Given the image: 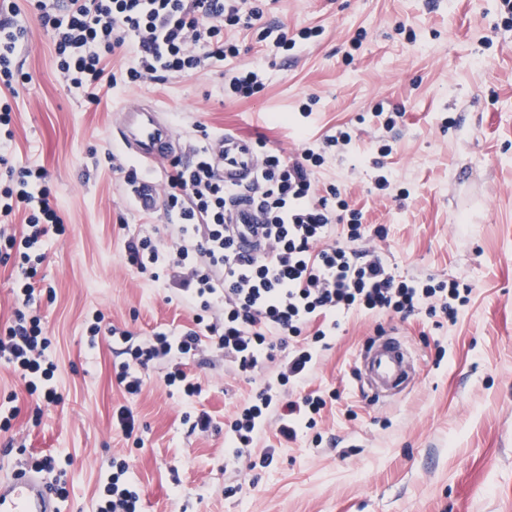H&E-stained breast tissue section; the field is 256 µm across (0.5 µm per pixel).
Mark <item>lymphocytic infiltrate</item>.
<instances>
[{
    "mask_svg": "<svg viewBox=\"0 0 512 512\" xmlns=\"http://www.w3.org/2000/svg\"><path fill=\"white\" fill-rule=\"evenodd\" d=\"M27 2L52 33L60 81L89 94L104 84H144L168 75H190L236 58L238 44L224 37L229 28L252 31L259 43L286 51L317 35L311 28L292 34L265 21V0ZM16 13L13 0H0V127L12 122L7 94L18 81L14 55L26 36L25 28L13 20ZM120 53L131 55L132 65L117 74L108 72V59ZM351 143V134L340 129L325 136L322 150L308 146L296 158L260 148L252 193L265 217L261 231L266 249L255 256L238 251L226 228L224 211L242 190L224 181L207 145L194 148L189 159L170 162L164 218L172 228L171 243L164 246L142 234L127 239L126 251L139 274L178 285L181 301L196 312L195 326L156 330L137 341L127 330L103 327L102 316H95L88 345L96 347L102 337L121 345L124 359L113 370L128 398L143 389L142 369L194 358L207 339L245 374L265 362H277L273 382L229 423L232 453L240 459L267 425H276L288 441L296 439L302 427L315 425L324 399L308 394L293 400L286 392L310 378L320 349L340 326L341 314L356 310L404 319L425 314L456 322L469 302V287L397 275L380 251L365 245L368 239L386 238L385 225L365 223L362 212L350 208L336 186L318 191L315 173L324 163L323 149L344 150ZM20 212L25 215L24 230L7 231V223ZM62 232V220L50 204L46 170L9 168L0 186V245L14 253L20 276L14 318L0 327V361L47 404L56 403L59 393L49 358L51 341L38 310L36 277L47 240ZM337 232L343 243L334 240ZM306 330L310 339L289 347V339ZM111 467L98 512H138L140 496L126 478L125 460H113Z\"/></svg>",
    "mask_w": 512,
    "mask_h": 512,
    "instance_id": "f902f5d3",
    "label": "lymphocytic infiltrate"
}]
</instances>
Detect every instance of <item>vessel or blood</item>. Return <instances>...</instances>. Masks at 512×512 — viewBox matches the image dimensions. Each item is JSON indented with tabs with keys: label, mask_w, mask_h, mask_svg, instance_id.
Here are the masks:
<instances>
[{
	"label": "vessel or blood",
	"mask_w": 512,
	"mask_h": 512,
	"mask_svg": "<svg viewBox=\"0 0 512 512\" xmlns=\"http://www.w3.org/2000/svg\"><path fill=\"white\" fill-rule=\"evenodd\" d=\"M116 137L133 159L155 164L171 160L183 152L174 127L161 116L157 104L136 102L123 107L117 122ZM211 153L225 182L250 185L256 178L260 160L249 141L224 135L211 144ZM227 223L233 224L237 243L244 253H261L262 245L248 227L263 223L261 211L249 200L229 206ZM415 358L395 330L384 332L382 340L369 345L360 355L359 376L365 380L375 399L391 396L401 387L414 367ZM59 498L37 469H22L0 480V512H59Z\"/></svg>",
	"instance_id": "vessel-or-blood-1"
}]
</instances>
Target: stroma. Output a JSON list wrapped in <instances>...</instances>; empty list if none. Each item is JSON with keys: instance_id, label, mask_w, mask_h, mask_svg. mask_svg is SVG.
I'll list each match as a JSON object with an SVG mask.
<instances>
[{"instance_id": "obj_1", "label": "stroma", "mask_w": 512, "mask_h": 512, "mask_svg": "<svg viewBox=\"0 0 512 512\" xmlns=\"http://www.w3.org/2000/svg\"><path fill=\"white\" fill-rule=\"evenodd\" d=\"M14 2L26 29L16 60L27 78L10 100L13 138L0 142V153L15 167L47 170L65 228L45 247L40 274L53 294L39 301L62 400L39 401L0 363V407L18 411L0 430V466L55 457L52 475L67 490L63 512H96L116 456L140 489L139 512H512V26L502 0H273L268 19L319 35L282 53L239 31L237 64L265 71L253 97L225 96L221 68L209 67L101 88L96 105L59 82L50 31L26 0ZM142 98L164 109L188 148L201 125L264 138L289 155L302 148L296 125L313 141L352 129V148L326 153L321 186L336 185L366 223L386 226L381 247L397 274L472 290L457 322L440 327L423 315L342 317L309 381L294 391L326 399L319 423L290 442L267 427L253 451L274 449L268 467L240 469L225 448V425L277 367L241 376L211 347L185 367L200 393L170 391L168 365L150 366L132 404L137 438L112 427L124 397L111 343L86 347L94 313L138 337L194 325L167 281L139 275L127 261V233L165 241L171 234L128 203L124 176L109 160L120 152L114 111ZM380 103L403 113L392 131L367 119ZM381 142L392 149L387 195L373 184ZM391 327L422 365L409 390L382 404L354 361ZM200 411L214 423L205 434L184 421Z\"/></svg>"}]
</instances>
